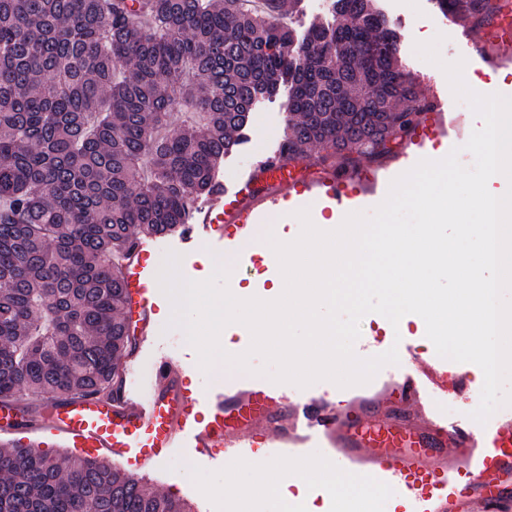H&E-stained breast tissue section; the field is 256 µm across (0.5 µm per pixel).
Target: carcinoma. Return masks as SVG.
<instances>
[{
	"label": "carcinoma",
	"mask_w": 512,
	"mask_h": 512,
	"mask_svg": "<svg viewBox=\"0 0 512 512\" xmlns=\"http://www.w3.org/2000/svg\"><path fill=\"white\" fill-rule=\"evenodd\" d=\"M476 27L505 0H437ZM288 0H0V402L105 394L131 351L114 265L187 223L263 99L282 163L381 155L429 106L375 0L295 37ZM197 112L195 129L173 112ZM0 512H189L104 459L0 446Z\"/></svg>",
	"instance_id": "1"
}]
</instances>
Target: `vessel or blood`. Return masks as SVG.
<instances>
[{"label":"vessel or blood","mask_w":512,"mask_h":512,"mask_svg":"<svg viewBox=\"0 0 512 512\" xmlns=\"http://www.w3.org/2000/svg\"><path fill=\"white\" fill-rule=\"evenodd\" d=\"M472 50L484 64H512L507 46L493 52L482 43ZM349 184L333 171L297 175L266 157L233 187L217 186L212 200L192 201L200 221L183 225L181 237L193 241L198 224L212 225L225 250L236 251L288 193L344 210ZM154 252V243L137 239L120 262L134 354L118 388L107 397L58 395L36 412L19 401L0 403L1 435L56 437L84 455L109 457L113 467L136 477L180 448L195 457L247 458L294 476L317 448L329 466L386 491L389 512H512V409L482 425L437 407L444 399L473 402L465 368H448L408 339L399 343L398 365L336 398L286 393L259 380L228 381L201 394L184 363L160 352L150 331L164 303ZM146 355L152 371L141 390L134 378ZM334 493L331 483L315 484L294 512H307L311 501L324 504Z\"/></svg>","instance_id":"1"}]
</instances>
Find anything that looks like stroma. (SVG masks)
I'll list each match as a JSON object with an SVG mask.
<instances>
[{"mask_svg": "<svg viewBox=\"0 0 512 512\" xmlns=\"http://www.w3.org/2000/svg\"><path fill=\"white\" fill-rule=\"evenodd\" d=\"M380 7L394 21L399 29L401 57L407 68L417 77L428 101H442L447 110L444 120L449 123L448 132L439 134L437 139L425 142L424 158L440 160L452 149H459V160L464 166H472L474 159L469 152L463 151V139L470 137L475 129L481 127V120L474 115L468 104L455 98L444 72L437 66L423 60L415 51L416 43L431 41L436 35H443L439 47L441 59H463L467 62L464 80L474 91L484 94H500L512 97V65L506 69L503 82L492 81L490 75L479 74L478 66L469 62L467 40L489 42L495 34V25L472 28L464 19L443 13L435 0H413L407 11L397 9V0H379ZM288 121V93L280 91L273 99L262 101L252 116L250 124L244 129L242 141L236 151L227 157L218 171V178L224 183H233L238 175L249 170L257 157L268 156L279 146ZM407 137H399L388 144L386 157L376 158L345 152L343 158L335 160L336 172L364 177L371 174L391 172L400 176L404 169L396 161L397 156L406 147ZM295 238L301 232V222L294 210L280 208L279 211L264 217L255 231L253 243L247 244L245 253L227 252L222 247L195 245L181 241L178 234L158 237L156 256L164 258L166 252L181 255V272L189 279H197L202 269L204 255L216 254L220 260L232 267L233 281L243 288L252 290L269 289L280 275L278 265L271 260V247L265 236L269 230ZM248 256L247 269H240L241 256ZM166 317L153 314L151 324L154 328L158 346L170 356L182 360L191 372L198 391L208 394L217 388V381L204 373L198 365V353L185 339L182 331L166 329ZM362 337L380 339L382 350H389L394 337L414 339L425 352L434 354L435 348L426 336L423 319L414 314L405 315L398 327H390L384 316L377 313L365 315L360 323ZM185 453H177L157 471L146 476L145 482L160 494L186 501L193 512H226L225 503L233 494L232 485L226 484L227 465L221 459L194 464L192 469H184Z\"/></svg>", "mask_w": 512, "mask_h": 512, "instance_id": "1", "label": "stroma"}]
</instances>
